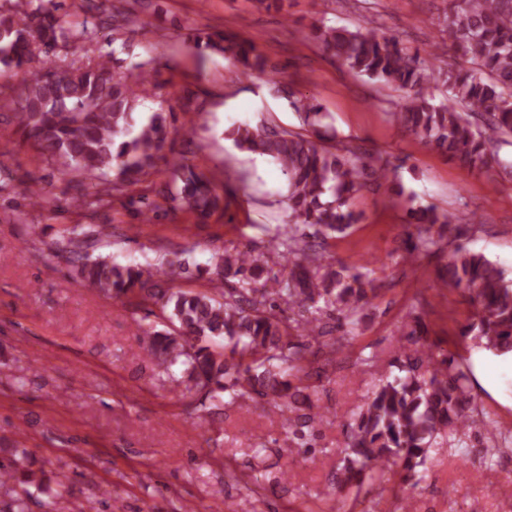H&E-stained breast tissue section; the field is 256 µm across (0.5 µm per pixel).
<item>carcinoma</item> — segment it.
I'll list each match as a JSON object with an SVG mask.
<instances>
[{"label":"carcinoma","mask_w":512,"mask_h":512,"mask_svg":"<svg viewBox=\"0 0 512 512\" xmlns=\"http://www.w3.org/2000/svg\"><path fill=\"white\" fill-rule=\"evenodd\" d=\"M60 0H39L32 9L0 10V112L12 114L22 139L63 172L101 180L88 191L83 181L69 182L68 205L91 219L100 209L122 200L126 191L151 181L157 164L166 162L176 190L157 191L173 202L169 210L208 218L221 196L236 190L216 185L174 152L168 128L174 112L139 116L154 85L157 70L149 61L127 72H112L115 53H95L98 24L78 25L60 14ZM130 14L112 7V42L126 47L122 36ZM448 49L459 59L446 71L427 64L419 51L396 36H387L369 20L353 31L321 23L306 39L315 40L324 54L358 76H366L405 93L391 116L408 133L436 151L451 155L470 169L512 173V162L501 158L497 145L512 144V0H460L444 16ZM188 39L200 50L215 49L231 59L245 76L265 71L253 43L223 32L193 29ZM16 74L24 75L20 83ZM445 87L446 99L434 102L429 89ZM308 134L266 124H234L224 138L242 152L269 158L286 176L287 224L273 238L278 270L274 291L260 284L266 268L261 256L226 246L210 263L189 265L174 255L146 267L120 264L92 256L90 238L106 228L63 229L59 250L78 266L77 274L107 298L131 295L160 306L168 321L164 331L145 332L143 354L160 372L183 366L182 378L202 394L230 402L250 401L276 410L288 432L304 439L311 417L306 390L311 378L302 361L304 344L297 337L316 339L330 334L327 317L348 335L357 329L376 294L372 270L335 267L325 259L319 238L344 233L356 223L350 205L368 181H387L398 166L380 155L336 141L326 123L327 113L308 97L289 100ZM26 206L32 210L57 206V197L27 187ZM406 223L408 258L428 255L438 246L434 225L448 227L460 237L453 216L432 205L409 207ZM183 275L207 277L210 288L163 290L158 281ZM441 279L470 293L473 319L462 336L474 335L495 355L512 353V279L481 253L456 246ZM298 309L297 317L283 307ZM231 346L232 357L224 353ZM399 374L383 379L348 424L341 487L362 488L380 481L390 462H401L410 476L425 467L433 448L452 445L478 422L469 375L452 356L434 354L424 342L416 357L397 358ZM16 480L22 492L0 512H26L28 484L42 486L23 459L0 461V481Z\"/></svg>","instance_id":"cac0c4a2"}]
</instances>
